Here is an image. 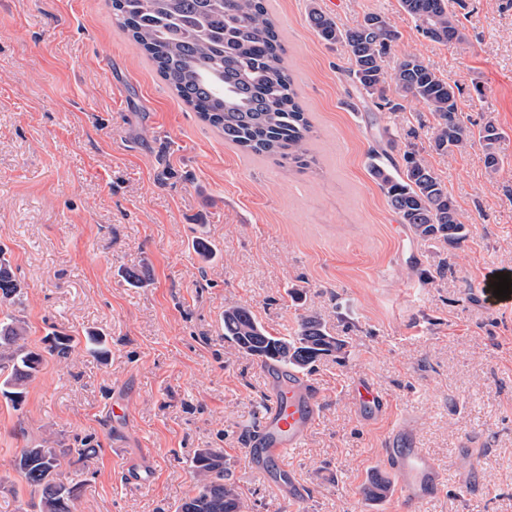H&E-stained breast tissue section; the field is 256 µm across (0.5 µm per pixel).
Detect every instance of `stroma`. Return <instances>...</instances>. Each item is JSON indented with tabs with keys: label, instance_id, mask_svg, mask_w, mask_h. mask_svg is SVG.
I'll return each instance as SVG.
<instances>
[{
	"label": "stroma",
	"instance_id": "obj_1",
	"mask_svg": "<svg viewBox=\"0 0 512 512\" xmlns=\"http://www.w3.org/2000/svg\"><path fill=\"white\" fill-rule=\"evenodd\" d=\"M351 27L376 13L397 31L393 70L414 52L459 88L472 130L493 122L499 165L479 141L433 151L434 119L393 83L367 95L342 46L310 27L309 4ZM288 69L311 116L302 170L225 143L167 88L112 16L110 0H0V251L22 285L12 314L29 349L63 330L68 359L45 356L20 408L0 398V512H33L21 448L50 439L76 512H175L196 483L200 448L224 454L247 512H399L398 491L370 501L381 437L412 416L448 469L424 512H512V0H451L462 40L426 37L399 0H268ZM401 110H394V103ZM415 145L456 201L461 245L416 236L387 205L369 156L402 163ZM203 237L214 262L192 248ZM147 269L140 288L121 272ZM303 292L293 300L290 289ZM249 306L275 336L323 317L347 342L311 375L322 408L287 465L306 491L284 498L244 446L265 401L263 367L224 339L225 307ZM104 333L107 362L86 331ZM360 378L393 402L366 421ZM95 455L77 461L82 443ZM148 456L149 483L126 467Z\"/></svg>",
	"mask_w": 512,
	"mask_h": 512
}]
</instances>
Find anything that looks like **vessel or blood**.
<instances>
[{
	"label": "vessel or blood",
	"instance_id": "obj_1",
	"mask_svg": "<svg viewBox=\"0 0 512 512\" xmlns=\"http://www.w3.org/2000/svg\"><path fill=\"white\" fill-rule=\"evenodd\" d=\"M266 399L253 435L251 460L255 471L270 484L295 496L297 486L286 469V461L303 447L320 410V395L313 380L301 373H283L266 368ZM356 408L379 419L386 415L385 395L370 383L357 382L353 388ZM382 464L398 485L404 512H422L424 505L438 497L447 473L426 449L420 448L414 421L402 416L383 443Z\"/></svg>",
	"mask_w": 512,
	"mask_h": 512
}]
</instances>
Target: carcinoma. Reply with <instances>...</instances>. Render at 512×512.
<instances>
[{
    "mask_svg": "<svg viewBox=\"0 0 512 512\" xmlns=\"http://www.w3.org/2000/svg\"><path fill=\"white\" fill-rule=\"evenodd\" d=\"M119 26L153 62L176 96L216 129L224 142L256 156H278L306 168L314 163L307 147L312 123L298 100L293 79L284 64L285 48L267 0H111ZM404 12L420 21L426 37L449 42L462 37L450 0H400ZM311 27L327 43L343 46L350 74L373 95L392 81L405 95L432 113L429 145L449 153L478 138L485 149V163H499L496 144L501 138L495 124L487 122L478 133L464 123L455 88L442 79L417 54L409 52L389 74L384 57L396 32L387 23L374 30L366 15L353 27H341L327 14L309 6ZM404 168L383 161L371 163V175L388 207L425 239H443L453 247L466 236V226L448 188L414 148L403 153ZM21 285L10 263L0 258V304L20 300ZM224 340L263 364L305 372L323 357L345 354L346 341L332 335L316 315L299 318L291 336H274L250 307L224 308ZM46 352L66 359L74 337H46ZM87 352L98 361L108 359L106 337L85 336ZM43 355L25 343L22 320L6 314L0 318V396L13 407L25 398L27 382L38 371ZM61 465L57 449L42 441L20 450L17 468L39 512H74L79 486L57 479ZM196 486L178 512H246L234 484L224 478V454L200 449L193 460ZM390 482L377 475L362 489L370 500L383 498Z\"/></svg>",
    "mask_w": 512,
    "mask_h": 512,
    "instance_id": "obj_1",
    "label": "carcinoma"
}]
</instances>
